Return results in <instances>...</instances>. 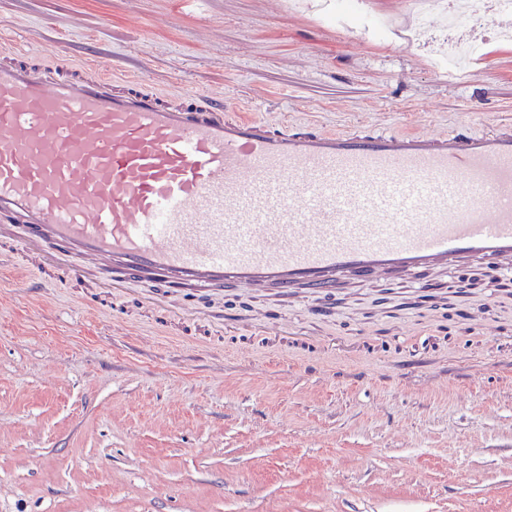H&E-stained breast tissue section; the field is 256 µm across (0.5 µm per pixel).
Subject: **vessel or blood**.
I'll return each instance as SVG.
<instances>
[{"label":"vessel or blood","mask_w":512,"mask_h":512,"mask_svg":"<svg viewBox=\"0 0 512 512\" xmlns=\"http://www.w3.org/2000/svg\"><path fill=\"white\" fill-rule=\"evenodd\" d=\"M22 277L330 293L476 258L512 264V125L460 133L274 123L0 39V244Z\"/></svg>","instance_id":"obj_1"}]
</instances>
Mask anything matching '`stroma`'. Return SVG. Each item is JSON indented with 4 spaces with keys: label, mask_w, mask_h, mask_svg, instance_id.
I'll list each match as a JSON object with an SVG mask.
<instances>
[{
    "label": "stroma",
    "mask_w": 512,
    "mask_h": 512,
    "mask_svg": "<svg viewBox=\"0 0 512 512\" xmlns=\"http://www.w3.org/2000/svg\"><path fill=\"white\" fill-rule=\"evenodd\" d=\"M410 8L361 0L358 28L307 0H0V32L326 130L512 122L493 18L469 28L484 61L451 84L458 31L380 34ZM424 278L285 303L228 290L207 305L215 333L155 325L145 283L89 318L75 282L40 303L0 268V512H512V272ZM264 309L305 342L262 344Z\"/></svg>",
    "instance_id": "1"
}]
</instances>
